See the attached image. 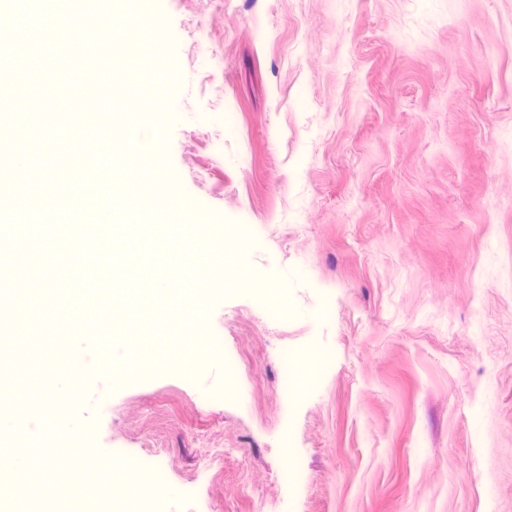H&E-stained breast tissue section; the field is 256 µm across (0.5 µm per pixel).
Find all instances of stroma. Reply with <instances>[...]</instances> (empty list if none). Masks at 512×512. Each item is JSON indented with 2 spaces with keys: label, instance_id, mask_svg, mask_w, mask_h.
<instances>
[{
  "label": "stroma",
  "instance_id": "stroma-1",
  "mask_svg": "<svg viewBox=\"0 0 512 512\" xmlns=\"http://www.w3.org/2000/svg\"><path fill=\"white\" fill-rule=\"evenodd\" d=\"M111 10L122 40L127 15L158 22L156 93L178 116L132 100L105 149L164 213L144 294L178 303L141 338L111 332L138 357L89 380L99 347L28 324L23 294L27 334L0 333L24 360L0 426L12 468L42 462L76 512H512V0ZM168 197L209 213L207 240L170 251ZM198 324L219 353L153 341ZM117 450L145 493H111Z\"/></svg>",
  "mask_w": 512,
  "mask_h": 512
}]
</instances>
